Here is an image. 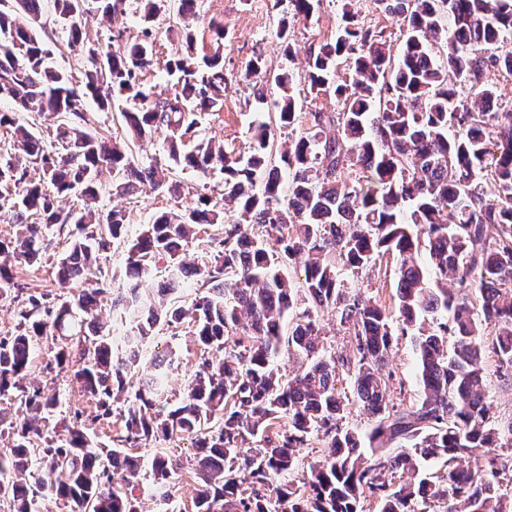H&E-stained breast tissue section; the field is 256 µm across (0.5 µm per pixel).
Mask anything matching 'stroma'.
Segmentation results:
<instances>
[{
	"instance_id": "1",
	"label": "stroma",
	"mask_w": 512,
	"mask_h": 512,
	"mask_svg": "<svg viewBox=\"0 0 512 512\" xmlns=\"http://www.w3.org/2000/svg\"><path fill=\"white\" fill-rule=\"evenodd\" d=\"M198 17L193 23L199 53L220 50L224 60V74L232 80L233 86L224 96L223 107L204 120L207 135L223 142L225 151L235 154L247 151L251 140L253 123L257 120H270L274 116L273 102L278 90L271 80L272 75L281 69L293 68L296 85V110L305 114L318 108L330 111L340 110L337 101L314 98L306 90L304 58L309 46L332 38L341 20L340 0H320L310 20L291 22L289 37L299 48L300 58L288 63L277 36L281 18L288 14V0H198ZM224 25L226 36L222 46H215L210 22ZM265 61L269 82L264 85L265 102H257L252 82L246 81L245 74L249 62L255 56ZM100 203L104 208H122L128 213V232H135L138 225L147 223L152 216L169 208L167 196L144 189L137 198L126 200L109 194H102ZM389 370L398 390L392 391L393 399L404 403L417 401L419 389L416 381V358L409 337L397 339L395 352L389 360Z\"/></svg>"
}]
</instances>
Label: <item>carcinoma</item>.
Returning <instances> with one entry per match:
<instances>
[{"label":"carcinoma","instance_id":"1","mask_svg":"<svg viewBox=\"0 0 512 512\" xmlns=\"http://www.w3.org/2000/svg\"><path fill=\"white\" fill-rule=\"evenodd\" d=\"M316 0H290L308 20ZM343 25L307 52L308 93L343 103L310 112L281 142L288 193L273 161L275 133L253 126L247 156L204 133V116L228 90L220 46L198 54L189 20L197 0H178L184 51L165 63L174 91L144 82L162 31L157 0H141V28L118 50L87 38L85 18L114 26L126 0H0V98L31 114L0 145V299L16 324L0 332V503L40 512H149L136 490L149 482L156 512H512V420L486 405L485 362L512 380V107L493 108L488 73L512 74V0H376L397 19L399 55L385 31ZM64 23L65 45L84 57L80 75L55 66L42 38L46 7ZM349 78L337 79L341 65ZM279 127L295 124V85L273 76ZM121 112L124 132L86 109ZM167 134L162 163L142 164L131 143ZM224 173L220 196L196 192L128 240L122 276L102 255L125 239L127 214L98 206L103 193L135 196L139 185L181 194L176 174ZM112 173V182L103 181ZM82 205L65 206L68 198ZM56 240L66 247L51 259ZM200 250L188 260L192 244ZM53 261L59 294L34 288L27 269ZM390 263L397 275L386 307L359 292L364 276ZM299 266L304 279L286 276ZM163 278L157 298L140 287ZM190 301L177 303L185 280ZM335 312L349 345L330 351L319 313ZM411 336L420 399H389L384 368L395 336ZM51 340L46 373L88 398L32 378L34 349ZM194 346L183 388L166 378L182 341ZM152 358L143 376L137 361ZM295 368L284 373L280 361ZM350 380L371 418L346 422ZM188 438L186 459L155 450L148 467L133 453L149 442ZM325 451L303 462L311 440ZM444 460L434 471L431 464ZM182 470L196 485L191 506L174 490Z\"/></svg>","mask_w":512,"mask_h":512}]
</instances>
